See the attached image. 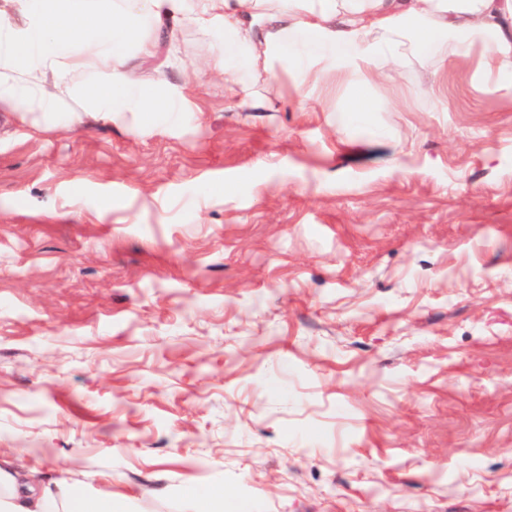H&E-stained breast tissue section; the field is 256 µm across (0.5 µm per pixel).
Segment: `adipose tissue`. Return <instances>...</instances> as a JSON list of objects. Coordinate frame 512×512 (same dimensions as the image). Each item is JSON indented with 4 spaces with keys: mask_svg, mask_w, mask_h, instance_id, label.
Listing matches in <instances>:
<instances>
[{
    "mask_svg": "<svg viewBox=\"0 0 512 512\" xmlns=\"http://www.w3.org/2000/svg\"><path fill=\"white\" fill-rule=\"evenodd\" d=\"M188 25L212 39L211 65L231 82L228 45L256 74L291 69L306 96L322 77L360 91L390 86L423 44L442 41L466 58L481 41L492 52L472 82L512 94V0H0V105L34 128L91 120L141 135L175 125L191 109L183 86L144 83L130 61L164 41L168 64L179 66ZM72 98L87 111H68ZM0 512H112V478L93 496L0 466Z\"/></svg>",
    "mask_w": 512,
    "mask_h": 512,
    "instance_id": "1",
    "label": "adipose tissue"
}]
</instances>
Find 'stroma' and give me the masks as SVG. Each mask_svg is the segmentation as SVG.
Listing matches in <instances>:
<instances>
[{
  "label": "stroma",
  "instance_id": "35a3bbf8",
  "mask_svg": "<svg viewBox=\"0 0 512 512\" xmlns=\"http://www.w3.org/2000/svg\"><path fill=\"white\" fill-rule=\"evenodd\" d=\"M178 129L0 110V458L116 512H512V97L208 69Z\"/></svg>",
  "mask_w": 512,
  "mask_h": 512
}]
</instances>
